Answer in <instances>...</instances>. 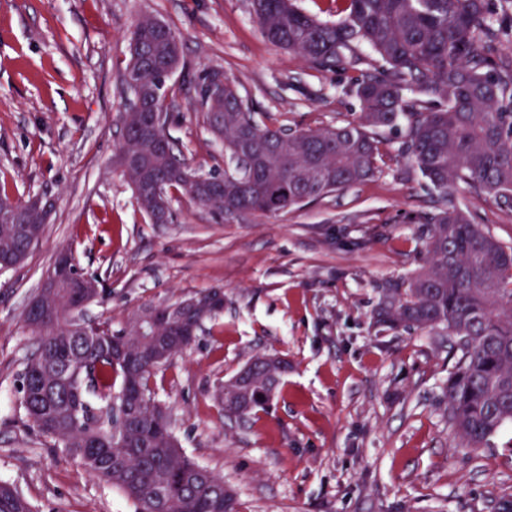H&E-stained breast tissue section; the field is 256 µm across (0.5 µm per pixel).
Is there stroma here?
Listing matches in <instances>:
<instances>
[{
  "label": "stroma",
  "instance_id": "35a3bbf8",
  "mask_svg": "<svg viewBox=\"0 0 512 512\" xmlns=\"http://www.w3.org/2000/svg\"><path fill=\"white\" fill-rule=\"evenodd\" d=\"M145 15L181 37L166 130L198 173L228 163L199 105L205 71H223L268 126L344 125L360 114L343 88L373 62L370 49L316 71L263 37L249 0H0V190L54 203L26 262L0 272V482L37 512H132L20 409L34 344L24 315L68 250L106 289L85 318L116 328L143 305L223 289V313L158 372L154 392L183 449L223 476L241 512H512V428L476 451L455 445L447 334L374 326L383 289L424 261L417 215L441 204L400 153L406 121L381 131L372 180L231 221L174 191L173 222L150 223L115 163L131 32ZM454 199L512 244V212L466 192ZM259 352L288 361L271 408L246 422L224 417L214 387Z\"/></svg>",
  "mask_w": 512,
  "mask_h": 512
}]
</instances>
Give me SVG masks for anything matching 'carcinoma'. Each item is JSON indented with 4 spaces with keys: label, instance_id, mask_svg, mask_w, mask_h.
Wrapping results in <instances>:
<instances>
[{
    "label": "carcinoma",
    "instance_id": "1",
    "mask_svg": "<svg viewBox=\"0 0 512 512\" xmlns=\"http://www.w3.org/2000/svg\"><path fill=\"white\" fill-rule=\"evenodd\" d=\"M272 45L296 52L312 67L332 70L360 43L380 65L346 89L360 103L358 121L333 128L292 130L260 124L244 108L232 81L210 90L200 77V107L209 131L224 143L235 167L224 171V191L211 193L166 132L142 130L143 114L164 110L163 76L180 63L179 36L150 16L134 25L128 68L137 85L123 115L117 163L134 154L156 183L187 195L211 213L235 219L300 208L328 194L373 179L379 172L377 132L408 122L403 153L444 200L459 191L483 195L512 210V0H348V15L328 24L304 14L295 0H250ZM156 224L171 220L168 200L151 190L135 196ZM13 218L0 221V272L25 262L38 212L12 202ZM428 225L424 264L406 288H386L375 323L441 328L458 351L446 392L448 418L460 448L490 445L512 424V247L452 204L418 217ZM80 299L65 283L47 289V315L25 313L35 336L20 377V409L61 453L132 503L133 512H240L223 476L189 457L172 420L155 400L158 371L192 342H171L158 358L143 343L139 320L86 322ZM246 376L216 386L212 398L229 418L266 411L286 359L260 353ZM0 512H33L15 487L0 483Z\"/></svg>",
    "mask_w": 512,
    "mask_h": 512
}]
</instances>
